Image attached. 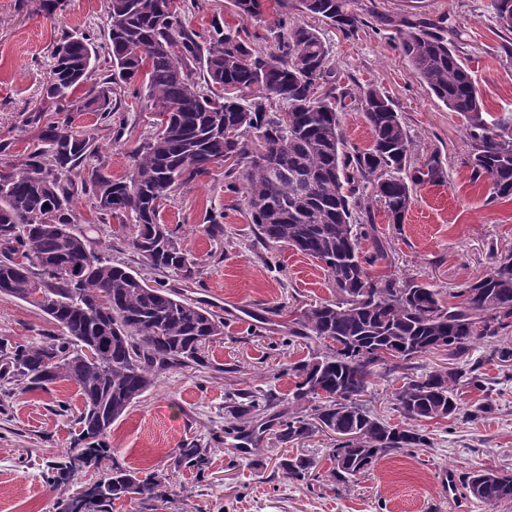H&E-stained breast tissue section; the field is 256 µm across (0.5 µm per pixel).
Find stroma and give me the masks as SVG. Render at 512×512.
I'll return each mask as SVG.
<instances>
[{
    "mask_svg": "<svg viewBox=\"0 0 512 512\" xmlns=\"http://www.w3.org/2000/svg\"><path fill=\"white\" fill-rule=\"evenodd\" d=\"M188 24L207 35L211 21L244 29L254 48L270 51L268 28L281 13L268 0L261 20H243L233 0H201ZM489 0H353L355 11L372 7L378 19H366L352 35L326 26L322 33L339 82L352 92L376 87L399 108L414 143L418 162L438 154L447 172L442 184L421 185L402 224L390 223L370 204L378 237L389 259L372 276L413 280L443 292H455L512 257V198L493 197L487 181H475L464 163L469 150L466 121L450 111L419 80L398 48L389 17L412 13L444 16L459 34V45L477 81L486 111L512 121V32L501 29ZM39 0H0V160L26 155L37 142L29 118L43 105V86L51 53L65 34L87 30L104 34L107 0H65L50 19ZM144 126L121 141L105 136L101 155L105 172L125 178L131 152ZM224 166L212 165L187 188L178 190L161 212L165 224L180 225L182 245L198 265L193 279L162 273L140 263L128 244V230L117 221L98 225L91 247L115 263L135 266L150 285L176 289L185 297L223 315L224 334L210 343L205 365L160 371L156 384L113 423L106 439L111 450L100 465L82 471L92 485L111 464L165 478L179 493L163 501L122 498L106 510L86 512H512V501L487 505L455 487L445 494L441 472L454 476L484 468L512 472V379L490 358L491 347L477 343L461 358L478 364L493 392L468 388L461 395L465 417L427 422L431 445L393 451L368 473L339 484L330 475L329 456L336 435L325 431L283 444L272 432L259 431L249 449L226 432L224 405L245 389H259L278 399L287 411L295 386L289 364L309 358L319 343L288 333L292 313L331 300L336 290L321 263L295 250L262 240L245 205L224 186ZM220 216L223 230L206 233L204 219ZM59 328L38 308L0 296V338L41 343ZM399 373L375 369L367 394L368 408L396 425L403 417L392 393ZM492 409L478 413L484 399ZM82 405L76 385L66 380L45 390L15 383L0 392V512H57L58 501L73 493L69 484L45 482L46 464L63 460L78 434L70 420L57 416L58 402ZM195 441L209 449L203 470L175 464L178 448ZM316 457L318 466L304 482L280 474L282 454Z\"/></svg>",
    "mask_w": 512,
    "mask_h": 512,
    "instance_id": "obj_1",
    "label": "stroma"
}]
</instances>
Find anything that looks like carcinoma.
Wrapping results in <instances>:
<instances>
[{"label":"carcinoma","instance_id":"1","mask_svg":"<svg viewBox=\"0 0 512 512\" xmlns=\"http://www.w3.org/2000/svg\"><path fill=\"white\" fill-rule=\"evenodd\" d=\"M266 0H235L246 20L263 14ZM354 34L362 18L351 0H276ZM499 26L512 31V0H490ZM199 0H109L107 42L90 33L67 34L53 48L43 99L57 112H92L94 127L71 128L48 120L37 146L18 161L0 162V294L30 303L61 328L49 342L11 344L0 339V384L44 389L73 382L82 408L60 401L55 415L73 417L80 432L66 460L48 467L49 482L76 485L62 512L80 503L121 498L148 501L164 493L153 475L112 467L91 487L79 472L107 451L112 424L154 383V372L202 366L206 343L224 335V318L173 289L152 286L133 267L114 264L90 248L72 225L88 223L76 207L84 196L97 221L134 216L130 246L157 271L194 275L195 262L177 232L161 223L164 201L189 186L208 166L233 156L224 172L228 190L243 198L259 236L316 259L336 288V299L316 303L292 319L290 335L315 340L324 350L288 366L296 379L298 408L279 416L274 438L293 442L327 428L339 436L361 433L353 451L336 444L331 477L347 483L369 472L387 452L426 448L417 426L400 427L373 416L357 396L367 393L376 361H409L435 350L455 359L478 342L512 329V258L448 296L417 282L375 278L371 268L388 259L384 247L361 249L373 235L371 213L380 204L402 224L425 183L445 181L437 156L419 164L414 144L393 101L376 87L358 106L370 129L367 149L347 145L339 117L347 91H337L330 50L320 29L305 22L270 30L275 49L252 47L241 31L217 20L204 40L186 15ZM399 47L420 81L449 110L467 118L470 149L464 164L473 180L487 179L496 196L512 197V126L485 116L472 71L448 39L446 18L411 15L398 30ZM105 64L85 92L75 89ZM145 72L132 97L156 118L132 150L128 176L102 172L96 129L121 139L128 128L124 85ZM265 146L267 162L253 151ZM94 349L89 358L84 349ZM387 352L378 359L377 354ZM487 391L479 367H456L406 376L393 392L397 410L411 421L455 419L460 391ZM316 402L312 412L301 402ZM274 405L257 391L227 405L230 429L254 434V423ZM209 448L195 441L178 449L176 464L200 469ZM317 466L306 455L280 457L277 468L303 481ZM462 488L481 502L512 501V475L485 468L467 473Z\"/></svg>","mask_w":512,"mask_h":512}]
</instances>
